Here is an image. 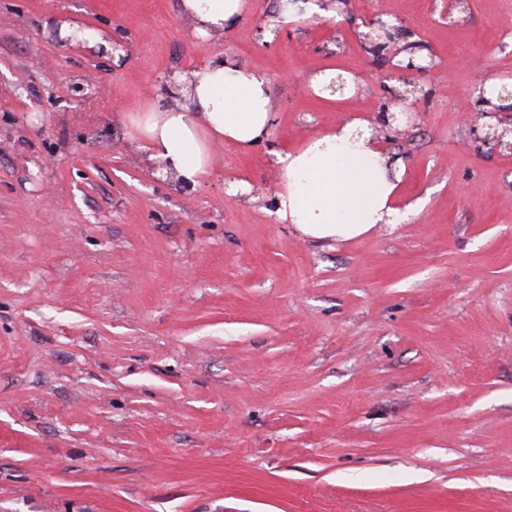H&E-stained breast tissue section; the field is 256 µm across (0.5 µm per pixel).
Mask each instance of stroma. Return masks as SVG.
Listing matches in <instances>:
<instances>
[{
  "label": "stroma",
  "mask_w": 512,
  "mask_h": 512,
  "mask_svg": "<svg viewBox=\"0 0 512 512\" xmlns=\"http://www.w3.org/2000/svg\"><path fill=\"white\" fill-rule=\"evenodd\" d=\"M179 4L0 0V512H512V156L473 92L512 72V0L262 37L251 0L203 44ZM378 15L404 34L376 51ZM227 55L268 77L269 138L158 175L130 114ZM411 57L412 124L381 83ZM327 68L344 94L310 90ZM352 116L408 215L315 244L272 213L275 154Z\"/></svg>",
  "instance_id": "obj_1"
}]
</instances>
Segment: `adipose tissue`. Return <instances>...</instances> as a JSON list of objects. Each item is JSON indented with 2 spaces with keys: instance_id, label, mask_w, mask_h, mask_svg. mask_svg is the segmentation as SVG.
<instances>
[{
  "instance_id": "ef3b65f1",
  "label": "adipose tissue",
  "mask_w": 512,
  "mask_h": 512,
  "mask_svg": "<svg viewBox=\"0 0 512 512\" xmlns=\"http://www.w3.org/2000/svg\"><path fill=\"white\" fill-rule=\"evenodd\" d=\"M245 0H181L184 16L203 38L223 34L243 15ZM176 82L186 102L151 106L131 118L129 135L149 161H164L178 179L196 184L213 164L221 141L249 152L268 139L273 125L269 80L234 58L205 64ZM351 120L277 155V219L304 238L350 241L399 224L394 205L400 159L384 154Z\"/></svg>"
}]
</instances>
